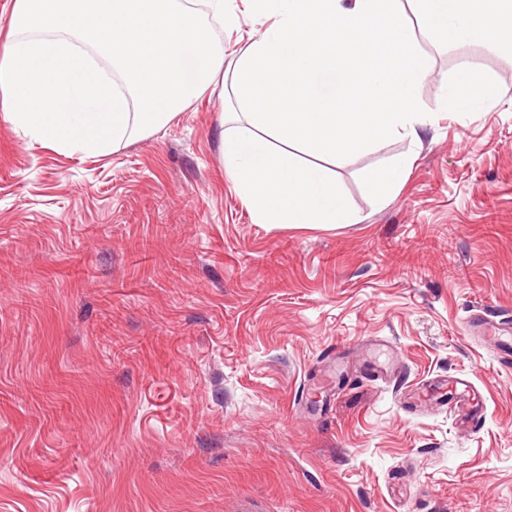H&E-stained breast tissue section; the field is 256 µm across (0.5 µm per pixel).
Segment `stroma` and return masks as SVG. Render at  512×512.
<instances>
[{
	"label": "stroma",
	"mask_w": 512,
	"mask_h": 512,
	"mask_svg": "<svg viewBox=\"0 0 512 512\" xmlns=\"http://www.w3.org/2000/svg\"><path fill=\"white\" fill-rule=\"evenodd\" d=\"M228 4L229 70L269 21ZM421 47L419 140L336 161L358 224L253 223L230 81L105 155L0 117V512H512V367L470 325L512 322V55L479 42L500 98L460 114L456 48ZM410 165L411 159L403 158L387 168L369 174L367 183L374 198L379 202L388 199L399 187Z\"/></svg>",
	"instance_id": "35a3bbf8"
}]
</instances>
